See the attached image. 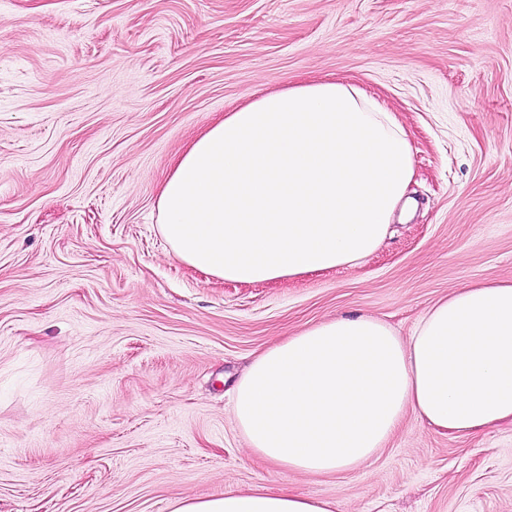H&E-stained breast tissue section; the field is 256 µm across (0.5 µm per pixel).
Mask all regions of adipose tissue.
Segmentation results:
<instances>
[{"instance_id":"ef3b65f1","label":"adipose tissue","mask_w":512,"mask_h":512,"mask_svg":"<svg viewBox=\"0 0 512 512\" xmlns=\"http://www.w3.org/2000/svg\"><path fill=\"white\" fill-rule=\"evenodd\" d=\"M413 177L407 135L360 88L326 80L259 91L175 160L158 197L173 254L255 284L353 266L373 254ZM236 423L270 464L349 470L406 413L468 436L512 423V281L432 305L409 338L366 315L307 327L256 355L233 395ZM277 486L178 500L172 512H335Z\"/></svg>"}]
</instances>
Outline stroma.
Returning a JSON list of instances; mask_svg holds the SVG:
<instances>
[{
  "label": "stroma",
  "mask_w": 512,
  "mask_h": 512,
  "mask_svg": "<svg viewBox=\"0 0 512 512\" xmlns=\"http://www.w3.org/2000/svg\"><path fill=\"white\" fill-rule=\"evenodd\" d=\"M351 82L412 147L414 217L360 264L236 284L164 240L175 158L264 89ZM512 280V0H0V512H170L282 486L336 512H512V426L406 415L331 474L265 464L252 355L362 313L410 336Z\"/></svg>",
  "instance_id": "1"
}]
</instances>
